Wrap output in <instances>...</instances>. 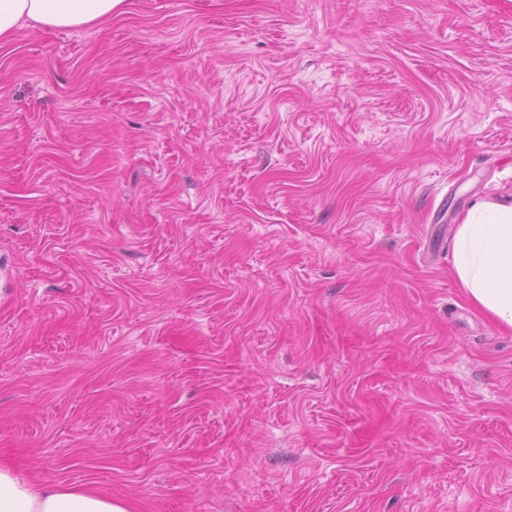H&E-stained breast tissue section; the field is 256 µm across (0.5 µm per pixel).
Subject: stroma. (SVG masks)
<instances>
[{"mask_svg": "<svg viewBox=\"0 0 512 512\" xmlns=\"http://www.w3.org/2000/svg\"><path fill=\"white\" fill-rule=\"evenodd\" d=\"M512 0H127L0 42V465L132 512H512ZM452 273L473 307L512 329V202L481 198L461 216Z\"/></svg>", "mask_w": 512, "mask_h": 512, "instance_id": "1", "label": "stroma"}]
</instances>
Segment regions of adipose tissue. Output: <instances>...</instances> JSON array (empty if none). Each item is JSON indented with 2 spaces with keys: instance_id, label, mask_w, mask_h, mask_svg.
Returning <instances> with one entry per match:
<instances>
[{
  "instance_id": "1",
  "label": "adipose tissue",
  "mask_w": 512,
  "mask_h": 512,
  "mask_svg": "<svg viewBox=\"0 0 512 512\" xmlns=\"http://www.w3.org/2000/svg\"><path fill=\"white\" fill-rule=\"evenodd\" d=\"M126 0H0V42L26 24L69 29L121 12ZM452 273L469 303L512 329V202L481 198L454 234ZM0 512H130L124 502L86 487L42 485L0 467Z\"/></svg>"
}]
</instances>
